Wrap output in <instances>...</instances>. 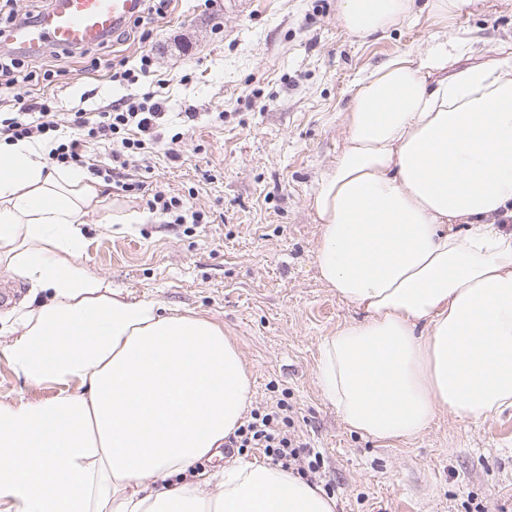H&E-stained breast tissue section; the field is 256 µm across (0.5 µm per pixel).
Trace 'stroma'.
I'll use <instances>...</instances> for the list:
<instances>
[{"instance_id": "obj_1", "label": "stroma", "mask_w": 512, "mask_h": 512, "mask_svg": "<svg viewBox=\"0 0 512 512\" xmlns=\"http://www.w3.org/2000/svg\"><path fill=\"white\" fill-rule=\"evenodd\" d=\"M428 3L414 0L410 18L357 37L340 22L339 0H173L148 40L134 31L95 50L133 69L148 53L151 77L129 87L72 60L48 89L61 124L123 97L139 105L146 92L166 111L159 131L176 137V158L146 155L126 176L191 194L223 221L164 223L112 180L111 208L83 227L80 262L111 288L222 325L251 374V406L292 407L337 512H512V409L479 420L440 410L416 437L384 442L350 430L318 383L323 340L362 317L320 278L312 207L343 147L357 83L450 35L457 67L512 62V0H481L448 22ZM188 109L196 118L185 123Z\"/></svg>"}]
</instances>
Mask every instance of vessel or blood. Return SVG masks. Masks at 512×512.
<instances>
[{
    "label": "vessel or blood",
    "mask_w": 512,
    "mask_h": 512,
    "mask_svg": "<svg viewBox=\"0 0 512 512\" xmlns=\"http://www.w3.org/2000/svg\"><path fill=\"white\" fill-rule=\"evenodd\" d=\"M140 5V0H53L35 22L16 25L10 39L28 54L52 46L89 48L123 27Z\"/></svg>",
    "instance_id": "obj_1"
}]
</instances>
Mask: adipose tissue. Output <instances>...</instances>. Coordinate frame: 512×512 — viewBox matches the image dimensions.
Segmentation results:
<instances>
[{
    "instance_id": "ef3b65f1",
    "label": "adipose tissue",
    "mask_w": 512,
    "mask_h": 512,
    "mask_svg": "<svg viewBox=\"0 0 512 512\" xmlns=\"http://www.w3.org/2000/svg\"><path fill=\"white\" fill-rule=\"evenodd\" d=\"M412 0H340L354 34ZM440 44L358 84L344 145L312 199L322 281L364 314L321 347L319 382L346 424L413 438L437 410L512 407V64L449 72ZM436 84H429L431 74ZM52 145L0 142V270L47 299L12 320L0 354L52 397L0 403V512H336L293 470L221 457L251 380L219 324L165 313L77 263L102 181L48 168Z\"/></svg>"
}]
</instances>
